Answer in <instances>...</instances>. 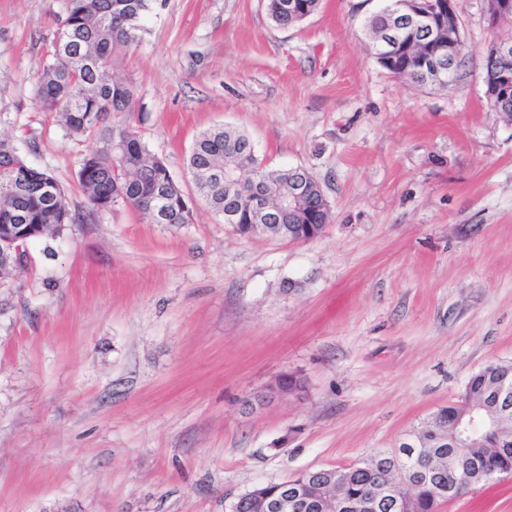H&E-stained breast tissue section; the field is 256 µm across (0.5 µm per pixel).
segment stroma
I'll list each match as a JSON object with an SVG mask.
<instances>
[{
	"instance_id": "obj_1",
	"label": "stroma",
	"mask_w": 512,
	"mask_h": 512,
	"mask_svg": "<svg viewBox=\"0 0 512 512\" xmlns=\"http://www.w3.org/2000/svg\"><path fill=\"white\" fill-rule=\"evenodd\" d=\"M370 12L322 0L279 27L265 0H156L116 68L193 217L153 224L93 211L89 142L36 107L64 0H0V140L80 216L0 277V512H229L256 485L393 450L512 363V122L483 81L512 25L462 0L468 53L431 89L369 53ZM217 124L318 179L320 237L243 238L208 207L186 155ZM287 373L303 392L250 406ZM437 512H512V477Z\"/></svg>"
}]
</instances>
